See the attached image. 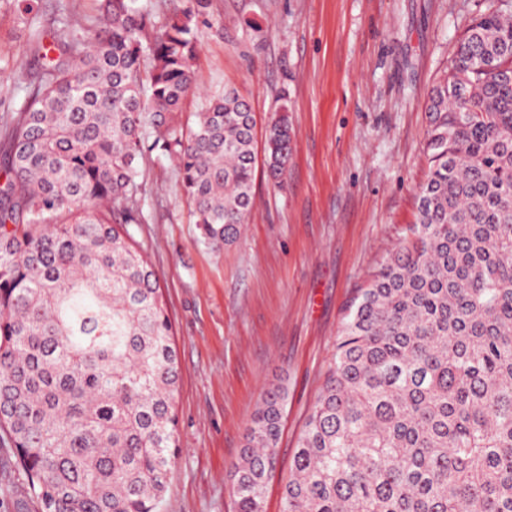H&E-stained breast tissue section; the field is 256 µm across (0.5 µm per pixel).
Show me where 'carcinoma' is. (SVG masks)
Here are the masks:
<instances>
[{"label":"carcinoma","instance_id":"carcinoma-1","mask_svg":"<svg viewBox=\"0 0 512 512\" xmlns=\"http://www.w3.org/2000/svg\"><path fill=\"white\" fill-rule=\"evenodd\" d=\"M140 0L64 20L0 123V442L38 512H162L179 370L159 277L128 230L137 178L175 162L203 242L254 205L255 119L233 90L182 118L195 15ZM512 0L460 39L432 89L413 239L351 302L283 488L284 512H512ZM286 118L265 163L288 157ZM286 388L263 393L232 474L265 512Z\"/></svg>","mask_w":512,"mask_h":512}]
</instances>
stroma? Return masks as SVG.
Segmentation results:
<instances>
[{"instance_id":"1","label":"stroma","mask_w":512,"mask_h":512,"mask_svg":"<svg viewBox=\"0 0 512 512\" xmlns=\"http://www.w3.org/2000/svg\"><path fill=\"white\" fill-rule=\"evenodd\" d=\"M492 0H209L185 117L232 87L256 137L286 117L281 174L258 167L255 205L236 242L203 244L172 163L138 181L147 223L129 231L161 279L175 331L181 449L163 512H235L230 474L263 391L283 383L277 467L266 512H282L299 436L335 352L346 307L408 242L427 173V96L472 19ZM97 0H0V99L21 105L14 62L37 68L60 13ZM0 447V512H37Z\"/></svg>"}]
</instances>
